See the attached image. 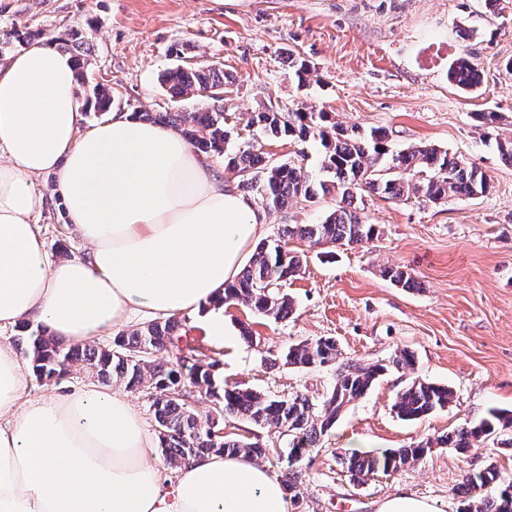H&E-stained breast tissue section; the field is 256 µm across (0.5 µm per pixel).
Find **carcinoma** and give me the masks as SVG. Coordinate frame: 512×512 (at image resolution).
<instances>
[{
    "label": "carcinoma",
    "instance_id": "1",
    "mask_svg": "<svg viewBox=\"0 0 512 512\" xmlns=\"http://www.w3.org/2000/svg\"><path fill=\"white\" fill-rule=\"evenodd\" d=\"M31 34L19 29L0 34V51L23 44ZM63 43L72 51L79 69L80 85L87 83L86 67L94 45L91 38L68 34ZM448 79L463 89L480 85L482 73L469 55H460L448 72ZM160 84L171 98L190 94L215 101L212 107L197 112L144 113V120L179 132L196 153L211 158L224 157V170L239 178L245 193H257L268 210H283L291 205L312 206L327 196L339 198L336 208L318 224H286L274 238L260 240L254 257L241 274L224 288L220 303L243 305L272 319L283 320L293 309L292 300L280 292L288 280L302 269V256L289 247L298 241L310 247L331 244L350 246L371 241L378 228L367 223L355 204L365 192L381 193L401 199L413 192L431 201L474 199L489 187L486 175L447 151L428 144H409L401 149L391 145L384 128L344 127L331 120L327 112H276L270 108L256 112L246 127L265 139L298 145L317 139L323 147L319 161L322 178L314 183L306 169V154L295 151L286 162L272 160L263 151L262 142L245 141L234 150V128L228 126L224 106V71L212 66L174 64L160 75ZM115 102L112 89L96 83L87 96V105L105 113ZM381 274L398 288L414 290L421 284L401 267L385 266ZM181 320L167 316L115 336L106 347L80 349L66 347L42 333L23 334L17 347L28 359L36 379H51L69 372H85L103 381L117 379L130 391L147 394L149 408L159 428L158 437L166 461L186 462L204 454H245L251 457L277 455L274 448L230 434L211 441L206 421L196 412L192 399L199 394L213 404L212 410L226 418H239L261 427L288 430L292 448L288 461H297L320 442L335 425L342 410L364 395L387 371L385 365L362 366L346 362L320 403L305 395L269 396L248 387L230 386L215 372L219 360L196 346L181 341ZM168 347L176 349V365L165 368L143 354ZM285 364L297 368L322 367L338 357L336 341L319 337L288 346ZM453 391L446 386L414 380L397 396L395 409L404 420H419L442 409L452 401ZM512 429V411L493 410L479 424L462 427L445 437L444 443L465 453L477 448L503 431ZM428 445L384 451L380 454H353L347 470L357 480L370 475L395 473L420 459ZM469 492L489 490L479 502L463 501L458 512H512V481L501 479L496 467L469 474L464 483Z\"/></svg>",
    "mask_w": 512,
    "mask_h": 512
}]
</instances>
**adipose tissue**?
I'll return each mask as SVG.
<instances>
[{"instance_id": "obj_1", "label": "adipose tissue", "mask_w": 512, "mask_h": 512, "mask_svg": "<svg viewBox=\"0 0 512 512\" xmlns=\"http://www.w3.org/2000/svg\"><path fill=\"white\" fill-rule=\"evenodd\" d=\"M76 66L36 40L0 61V512H289L283 483L209 453L162 477L120 392L93 384L33 400L2 335L27 322L85 345L134 317L198 315L239 276L266 215L178 132L113 112L81 128ZM54 174L86 257L48 261L32 180Z\"/></svg>"}]
</instances>
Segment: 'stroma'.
Instances as JSON below:
<instances>
[{"instance_id": "obj_1", "label": "stroma", "mask_w": 512, "mask_h": 512, "mask_svg": "<svg viewBox=\"0 0 512 512\" xmlns=\"http://www.w3.org/2000/svg\"><path fill=\"white\" fill-rule=\"evenodd\" d=\"M19 28L33 39L64 31L92 34L90 82L117 94L126 112H192L161 87L170 48L185 62L224 70L229 125L244 129L250 113L316 110L346 126L385 127L398 146L426 143L448 150L486 174L475 199L432 203L424 197L362 196L360 213L379 234L359 246L307 249L300 276L284 287L293 311L279 322L237 305L224 310L226 344L185 316L192 344L217 352L229 384L270 396L303 394L321 401L335 365L291 368L292 343L334 338L340 361L373 364L413 354V369H393L351 402L296 467L299 501L290 512H378L397 495L457 512L466 474L496 466L512 480V447L491 439L462 453L444 436L479 423L490 410H512V164L497 140L512 139V0H0V32ZM469 55L483 73L475 91L458 89L448 70ZM311 67L299 86L294 59ZM498 113L493 129L475 120ZM39 227L50 259L85 256L66 222L55 178L35 181ZM398 265L421 284L408 291L380 269ZM256 334L244 342L240 323ZM415 380L453 390L451 403L416 421L398 417L396 396ZM432 441L418 461L396 473L354 480L345 460Z\"/></svg>"}]
</instances>
